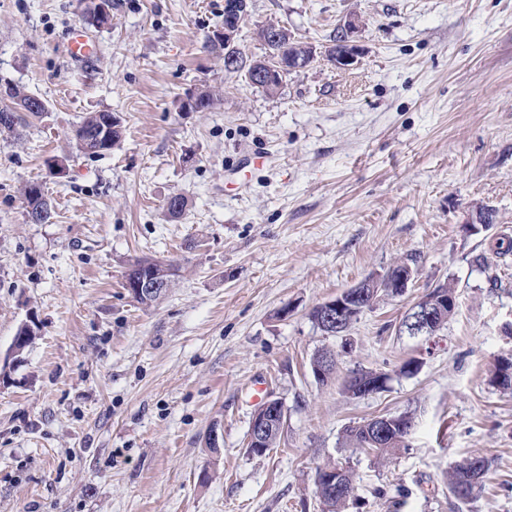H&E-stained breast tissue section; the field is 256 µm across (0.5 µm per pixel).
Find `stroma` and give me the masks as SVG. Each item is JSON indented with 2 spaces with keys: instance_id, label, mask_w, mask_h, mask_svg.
<instances>
[{
  "instance_id": "35a3bbf8",
  "label": "stroma",
  "mask_w": 512,
  "mask_h": 512,
  "mask_svg": "<svg viewBox=\"0 0 512 512\" xmlns=\"http://www.w3.org/2000/svg\"><path fill=\"white\" fill-rule=\"evenodd\" d=\"M92 6L0 0V79L47 106L0 134V512H322L328 461L353 475L340 512H512V390L493 379L512 357V253L491 250L512 238V0H250V57L263 22L322 51L363 20L356 67L320 54L272 96L225 71L224 0H112L105 27ZM74 29L88 59L65 52ZM202 91L211 108L186 110ZM100 111L124 134L90 157L74 131ZM31 183L49 223L28 220ZM486 207L496 222L475 230ZM143 258L179 269L150 307L123 286ZM400 263L415 271L403 295L380 293L339 336L312 323ZM446 282L454 314L409 335ZM30 319L33 344L11 355ZM326 350L338 363L320 381ZM361 369L386 388L345 393ZM258 382L286 409L261 455L246 446ZM401 413L415 427L388 459L346 443L347 426ZM467 456L489 470L464 504L445 474Z\"/></svg>"
}]
</instances>
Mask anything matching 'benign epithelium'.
Wrapping results in <instances>:
<instances>
[{
  "label": "benign epithelium",
  "instance_id": "7a95c632",
  "mask_svg": "<svg viewBox=\"0 0 512 512\" xmlns=\"http://www.w3.org/2000/svg\"><path fill=\"white\" fill-rule=\"evenodd\" d=\"M247 16L246 6L242 0H224V32L221 42L224 43V60L230 63L237 59L239 48L236 46L237 35L241 30ZM343 40L336 43V49L330 55V62L340 69H349L359 63L362 52L355 40V34L360 30L358 16L351 15L339 26ZM255 35L262 40L270 50L273 60L252 64L250 66V83L261 90H266L280 82V75L288 70H299L306 66L302 59H293L283 54L285 48L292 41L288 28L275 24L264 23L256 26ZM112 144L111 135L107 127L80 138L82 151L87 154H99L109 150ZM169 266L162 265L142 277H133L127 281L128 290L134 297H160L168 289ZM414 271L410 266L399 269L394 274L382 278H372L368 284L376 291H386L394 295L404 293L413 280ZM366 292L359 286L349 288L336 296L318 304L316 309L321 318L322 327L331 335L343 332L345 326L355 320L367 309ZM448 310V300L432 296L420 300L414 311L407 316L405 324L412 327V331H420L431 335ZM336 366V357L324 352L320 354L319 363L312 366L314 376L319 380L328 377L331 369ZM387 379L383 376L374 379H364L361 373L352 374L347 380L348 394L352 397H363L378 392L386 387ZM285 421V407L276 399H268L258 409L249 426L247 447L253 454H263L268 450L270 438L280 432ZM370 443L375 445L377 440H383L394 434L411 433L413 422L403 414L381 415L368 422ZM316 485L319 498L337 495L348 496L353 489L344 486L340 471L334 469H321L317 473Z\"/></svg>",
  "mask_w": 512,
  "mask_h": 512
}]
</instances>
